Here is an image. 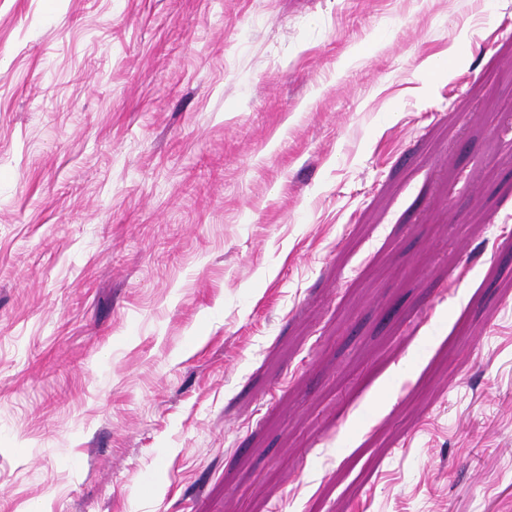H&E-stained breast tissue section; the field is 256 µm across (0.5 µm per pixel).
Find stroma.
<instances>
[{"mask_svg":"<svg viewBox=\"0 0 512 512\" xmlns=\"http://www.w3.org/2000/svg\"><path fill=\"white\" fill-rule=\"evenodd\" d=\"M0 512H512V0H0Z\"/></svg>","mask_w":512,"mask_h":512,"instance_id":"35a3bbf8","label":"stroma"}]
</instances>
